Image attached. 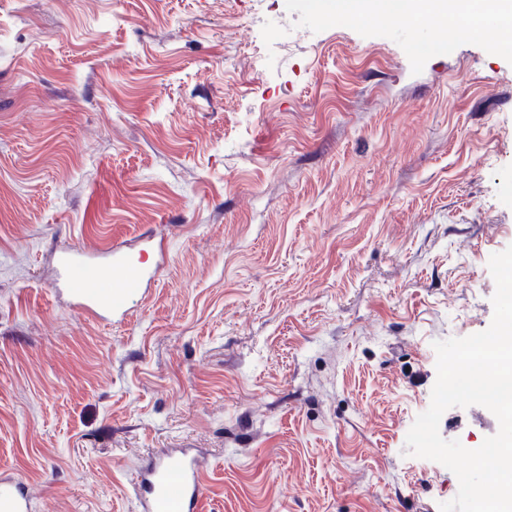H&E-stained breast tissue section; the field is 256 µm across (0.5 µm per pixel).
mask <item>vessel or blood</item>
Wrapping results in <instances>:
<instances>
[{
	"label": "vessel or blood",
	"mask_w": 512,
	"mask_h": 512,
	"mask_svg": "<svg viewBox=\"0 0 512 512\" xmlns=\"http://www.w3.org/2000/svg\"><path fill=\"white\" fill-rule=\"evenodd\" d=\"M56 274L72 307L99 320L125 315L131 300L144 294L153 278L150 268L124 258L117 245L99 260L76 248L61 251ZM133 491L144 512H202L199 461L186 449L161 450L146 472L134 479ZM29 504L24 485L0 480V512H29Z\"/></svg>",
	"instance_id": "1"
}]
</instances>
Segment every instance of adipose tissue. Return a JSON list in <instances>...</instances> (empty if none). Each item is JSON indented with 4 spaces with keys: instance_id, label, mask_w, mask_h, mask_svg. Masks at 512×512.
<instances>
[{
    "instance_id": "adipose-tissue-1",
    "label": "adipose tissue",
    "mask_w": 512,
    "mask_h": 512,
    "mask_svg": "<svg viewBox=\"0 0 512 512\" xmlns=\"http://www.w3.org/2000/svg\"><path fill=\"white\" fill-rule=\"evenodd\" d=\"M314 5L323 15L350 23L439 22L475 39L482 37L484 25L491 23L498 29L494 49L512 51V0H314Z\"/></svg>"
}]
</instances>
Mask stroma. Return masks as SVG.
Returning a JSON list of instances; mask_svg holds the SVG:
<instances>
[{
	"instance_id": "obj_1",
	"label": "stroma",
	"mask_w": 512,
	"mask_h": 512,
	"mask_svg": "<svg viewBox=\"0 0 512 512\" xmlns=\"http://www.w3.org/2000/svg\"><path fill=\"white\" fill-rule=\"evenodd\" d=\"M491 43L311 0H0V478L31 512H139L162 448L201 452L204 512L456 496L406 436L512 245ZM113 243L156 277L106 325L55 297L54 255ZM439 430L475 449L498 421Z\"/></svg>"
}]
</instances>
